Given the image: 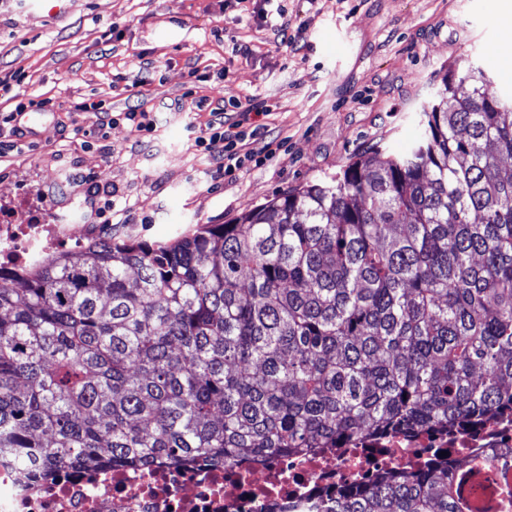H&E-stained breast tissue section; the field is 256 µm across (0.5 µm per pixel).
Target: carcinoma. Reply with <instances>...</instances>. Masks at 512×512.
<instances>
[{"label": "carcinoma", "mask_w": 512, "mask_h": 512, "mask_svg": "<svg viewBox=\"0 0 512 512\" xmlns=\"http://www.w3.org/2000/svg\"><path fill=\"white\" fill-rule=\"evenodd\" d=\"M412 147L171 245L0 267V458L38 476L250 465L512 410V96L449 70ZM439 460L324 512H512Z\"/></svg>", "instance_id": "1"}]
</instances>
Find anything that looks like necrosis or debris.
Here are the masks:
<instances>
[{
	"mask_svg": "<svg viewBox=\"0 0 512 512\" xmlns=\"http://www.w3.org/2000/svg\"><path fill=\"white\" fill-rule=\"evenodd\" d=\"M93 224H1L0 265L21 268L69 241L96 232ZM487 458L512 452V419L494 415L473 428L362 438L295 458L272 457L248 468L197 465L176 470L103 467L28 481L0 459V512H312L321 490L378 471L420 466L436 447Z\"/></svg>",
	"mask_w": 512,
	"mask_h": 512,
	"instance_id": "4bbe7bcc",
	"label": "necrosis or debris"
}]
</instances>
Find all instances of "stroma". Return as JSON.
<instances>
[{
	"instance_id": "stroma-1",
	"label": "stroma",
	"mask_w": 512,
	"mask_h": 512,
	"mask_svg": "<svg viewBox=\"0 0 512 512\" xmlns=\"http://www.w3.org/2000/svg\"><path fill=\"white\" fill-rule=\"evenodd\" d=\"M283 23L305 45L290 53L261 22L262 0H0V225L82 224L84 187L115 194L125 212L111 235L170 243L205 224H230L317 178L341 171L374 145L406 150L422 108L447 67L491 72L502 95L512 76L491 50L512 49L498 22L500 0H284ZM250 46L233 54V43ZM151 81L134 85L142 68ZM209 76L198 83L191 70ZM249 94L271 112L256 117L277 149L263 166L212 179L214 161L195 145L210 118L195 107ZM47 100L16 112L17 102ZM103 103L118 114L140 104L156 130L121 121L99 135Z\"/></svg>"
}]
</instances>
